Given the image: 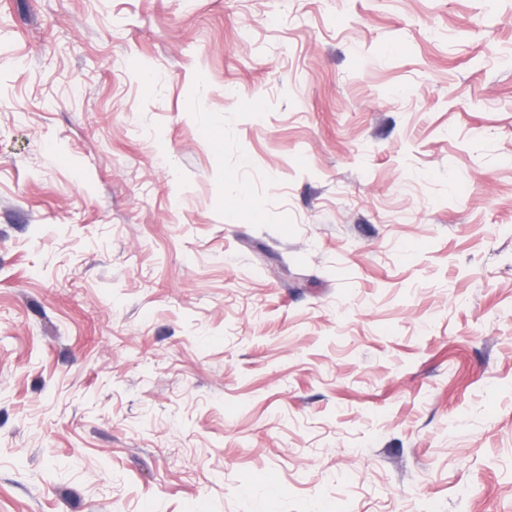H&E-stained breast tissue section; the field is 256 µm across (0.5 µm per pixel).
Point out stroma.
I'll return each instance as SVG.
<instances>
[{
  "instance_id": "35a3bbf8",
  "label": "stroma",
  "mask_w": 512,
  "mask_h": 512,
  "mask_svg": "<svg viewBox=\"0 0 512 512\" xmlns=\"http://www.w3.org/2000/svg\"><path fill=\"white\" fill-rule=\"evenodd\" d=\"M0 512H512V0H0Z\"/></svg>"
}]
</instances>
